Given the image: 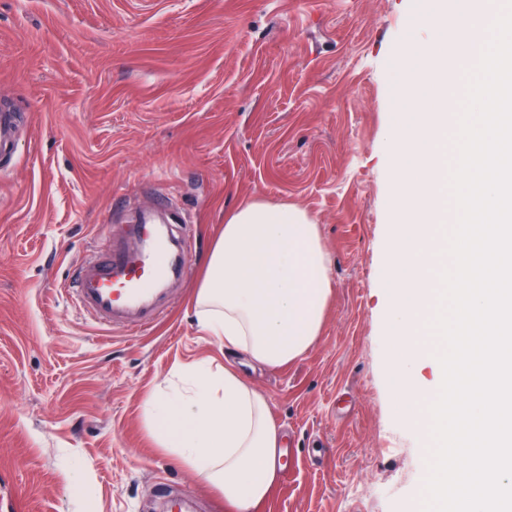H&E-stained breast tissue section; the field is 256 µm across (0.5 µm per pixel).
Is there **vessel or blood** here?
Listing matches in <instances>:
<instances>
[{
	"label": "vessel or blood",
	"instance_id": "1",
	"mask_svg": "<svg viewBox=\"0 0 512 512\" xmlns=\"http://www.w3.org/2000/svg\"><path fill=\"white\" fill-rule=\"evenodd\" d=\"M17 127L11 113H0V156L11 155ZM128 231L139 239L137 250L108 242L79 264L72 296L78 308L105 327L146 330L159 315L157 299L168 277V228L152 217L132 218Z\"/></svg>",
	"mask_w": 512,
	"mask_h": 512
}]
</instances>
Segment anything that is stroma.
I'll use <instances>...</instances> for the list:
<instances>
[{
	"label": "stroma",
	"instance_id": "35a3bbf8",
	"mask_svg": "<svg viewBox=\"0 0 512 512\" xmlns=\"http://www.w3.org/2000/svg\"><path fill=\"white\" fill-rule=\"evenodd\" d=\"M416 0H0V512H154L159 483L227 512L156 448L145 398L179 366L231 363L286 441L257 512H424L429 428L387 386L385 252L401 172L386 148ZM192 219L161 320L105 329L75 269L128 210ZM294 203L320 226L332 296L318 343L253 366L199 331L193 294L226 215ZM17 137V127L11 112L0 113V157L11 155Z\"/></svg>",
	"mask_w": 512,
	"mask_h": 512
}]
</instances>
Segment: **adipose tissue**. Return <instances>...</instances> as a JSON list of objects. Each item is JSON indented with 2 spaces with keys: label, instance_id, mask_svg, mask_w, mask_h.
Masks as SVG:
<instances>
[{
  "label": "adipose tissue",
  "instance_id": "obj_1",
  "mask_svg": "<svg viewBox=\"0 0 512 512\" xmlns=\"http://www.w3.org/2000/svg\"><path fill=\"white\" fill-rule=\"evenodd\" d=\"M332 292L319 229L285 202L230 213L196 293L195 319L226 353L274 368L318 342ZM180 387L146 399V431L221 491L231 512H256L281 469L282 435L266 397L230 366L180 367Z\"/></svg>",
  "mask_w": 512,
  "mask_h": 512
}]
</instances>
